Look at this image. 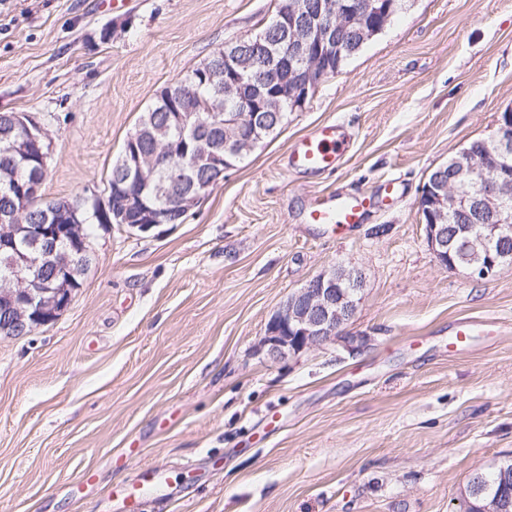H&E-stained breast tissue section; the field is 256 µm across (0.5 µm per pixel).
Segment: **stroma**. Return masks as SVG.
Instances as JSON below:
<instances>
[{
    "instance_id": "35a3bbf8",
    "label": "stroma",
    "mask_w": 512,
    "mask_h": 512,
    "mask_svg": "<svg viewBox=\"0 0 512 512\" xmlns=\"http://www.w3.org/2000/svg\"><path fill=\"white\" fill-rule=\"evenodd\" d=\"M275 0H0V111L54 143L43 191L102 192L136 120ZM512 108V0H408L303 110L181 224H97L69 306L0 336V512H120L107 491L166 482L141 512H463L474 474L512 458V264L441 268L417 199L429 174ZM325 123L332 171L289 170ZM398 193L332 236L315 198ZM365 284L345 335L282 361L258 349L288 297L331 267ZM491 336L452 351L458 322ZM83 499L67 486L85 470ZM348 146L349 140L341 125H320L291 147L288 168L295 171H323L336 165Z\"/></svg>"
}]
</instances>
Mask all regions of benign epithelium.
<instances>
[{
    "mask_svg": "<svg viewBox=\"0 0 512 512\" xmlns=\"http://www.w3.org/2000/svg\"><path fill=\"white\" fill-rule=\"evenodd\" d=\"M394 0H350L336 12L332 0H321L318 11L336 13L347 27L358 29L362 37H370L381 29L388 18ZM331 42V29L322 25H306L291 18L281 25V41L271 44L264 36H257L254 46L263 49L261 72L248 78L246 73L255 67V60L243 63L238 52L226 50L215 55L216 61L205 64L203 75L218 79V88L224 99L235 103V116L223 119L224 113L210 114L212 123L224 129V141L200 138L195 140L194 162L179 178L157 184L156 190L172 204L173 214L183 217L200 201L202 192L196 183L207 180L209 184L224 181V172L232 167L224 154V148L237 149L243 142L260 138L268 130L271 114L279 111L281 98L289 97L296 108L301 109L309 96V84L301 79L288 85L276 65L275 49L285 45L295 56L318 62L327 52ZM164 99L167 103V120L178 126L199 125L197 113L188 106L187 89L169 86ZM496 125L502 153H512V113L499 114ZM0 130L9 135L16 130L23 132L21 139L9 143L8 153L19 155L28 161L36 159L46 171L52 154V141L46 127L27 112L0 114ZM170 158L168 148L155 143L150 154H142L127 148L119 169L123 175L112 179L106 187L104 198L92 196L101 215L113 211V198L141 206L139 223L126 225L129 233L146 234L164 224V220L151 213L136 193L140 184L148 183L156 169ZM485 168L479 155L465 152L453 159L448 173L442 172L429 178L422 186L417 202L425 218L428 247L437 262L445 269L463 268L480 278L488 277L506 263L512 262L509 252L495 244L496 239L509 237L512 226L501 218L499 202L512 196V177L499 169L478 196L467 195L462 208L489 219L484 224L488 234L477 238L461 235V230H449L448 225L438 223L443 209L456 207L459 184L480 173ZM43 181L34 179L20 190L17 202L0 210V250L9 249L7 261L15 276L17 287L0 289V313L4 314L7 327L15 332L34 330L54 321L69 305L72 285L84 274L82 263L64 256L71 286L64 288H31L29 284L41 281V268L46 258L55 255L57 242L64 234L75 239V251L85 257L90 255L87 240L77 236V226L88 199L68 202L60 208L44 213L45 224H24L23 216L32 210V203L43 198ZM365 274L356 267L336 266L310 279L302 288L291 294L282 307L269 320L262 344L267 355L280 360L305 348L321 345L342 338V328L354 316L358 295L364 286Z\"/></svg>",
    "mask_w": 512,
    "mask_h": 512,
    "instance_id": "1",
    "label": "benign epithelium"
}]
</instances>
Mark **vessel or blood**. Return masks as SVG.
I'll return each mask as SVG.
<instances>
[{
  "label": "vessel or blood",
  "instance_id": "b4317fda",
  "mask_svg": "<svg viewBox=\"0 0 512 512\" xmlns=\"http://www.w3.org/2000/svg\"><path fill=\"white\" fill-rule=\"evenodd\" d=\"M349 141L341 125L326 123L298 140L288 154V167L295 171L319 172L334 165L345 154ZM372 207L369 196H330L316 201L308 212L312 224H325L346 232L363 223Z\"/></svg>",
  "mask_w": 512,
  "mask_h": 512
}]
</instances>
